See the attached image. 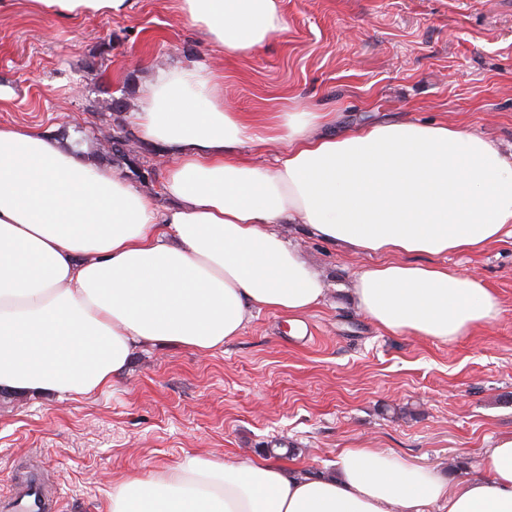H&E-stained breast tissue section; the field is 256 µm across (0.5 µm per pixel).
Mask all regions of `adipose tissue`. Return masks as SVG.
<instances>
[{"label":"adipose tissue","instance_id":"obj_1","mask_svg":"<svg viewBox=\"0 0 512 512\" xmlns=\"http://www.w3.org/2000/svg\"><path fill=\"white\" fill-rule=\"evenodd\" d=\"M31 2L69 18L128 5ZM175 8L239 55L284 24L276 0ZM216 86L215 72L188 64L147 84L135 123L176 159L163 209L49 132L0 127V391L89 397L118 381L137 350L210 352L255 312L305 314L326 281L281 224L377 256L357 273L351 299L387 332L451 343L499 316L480 279L435 259L512 239V146L444 118L322 135L330 113L231 112ZM256 141L283 145L273 168L231 160ZM108 512H512V433L452 485L368 447L343 449L318 474L266 457L190 456L118 484Z\"/></svg>","mask_w":512,"mask_h":512}]
</instances>
